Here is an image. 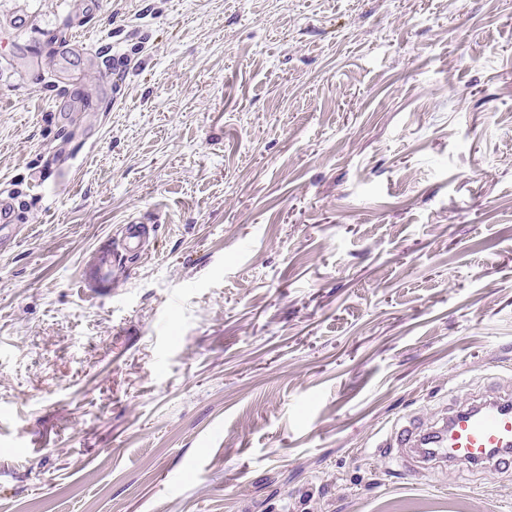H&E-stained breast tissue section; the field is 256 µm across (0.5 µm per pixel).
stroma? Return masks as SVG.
Listing matches in <instances>:
<instances>
[{
	"label": "stroma",
	"mask_w": 512,
	"mask_h": 512,
	"mask_svg": "<svg viewBox=\"0 0 512 512\" xmlns=\"http://www.w3.org/2000/svg\"><path fill=\"white\" fill-rule=\"evenodd\" d=\"M1 71L0 512H512L381 447L512 392V0H11ZM120 240L125 251L138 254L145 249L149 239V229L146 224L130 219L121 225ZM112 276V238L100 245L96 261L81 274V283L96 296L106 293Z\"/></svg>",
	"instance_id": "stroma-1"
}]
</instances>
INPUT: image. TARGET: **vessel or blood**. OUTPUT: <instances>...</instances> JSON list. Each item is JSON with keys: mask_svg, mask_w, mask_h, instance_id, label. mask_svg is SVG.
Masks as SVG:
<instances>
[{"mask_svg": "<svg viewBox=\"0 0 512 512\" xmlns=\"http://www.w3.org/2000/svg\"><path fill=\"white\" fill-rule=\"evenodd\" d=\"M125 251L137 254L148 239L147 225L128 220L120 229ZM112 276V244L100 245L93 265L83 271L81 283L94 295L106 292ZM406 473L418 474L429 462H464L495 470L512 468V396H496L478 402L464 401L432 429L415 421L402 424L388 443Z\"/></svg>", "mask_w": 512, "mask_h": 512, "instance_id": "b4317fda", "label": "vessel or blood"}]
</instances>
